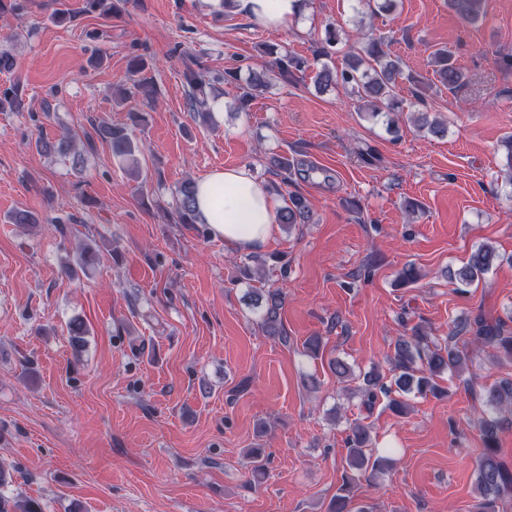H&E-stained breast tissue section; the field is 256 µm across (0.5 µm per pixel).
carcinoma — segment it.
Here are the masks:
<instances>
[{
	"label": "carcinoma",
	"mask_w": 512,
	"mask_h": 512,
	"mask_svg": "<svg viewBox=\"0 0 512 512\" xmlns=\"http://www.w3.org/2000/svg\"><path fill=\"white\" fill-rule=\"evenodd\" d=\"M125 0H86L85 9L96 13L110 21L121 13L120 4ZM485 0H448V6L465 22L476 24L483 18ZM343 28L329 24L324 31L323 47L317 56L328 55V49L335 47L342 40ZM435 74L441 85L453 92L465 84V74L453 62L451 53L439 49L434 53ZM148 62L142 55H135L129 61L128 78L133 80L132 88H123L122 96L130 98L133 90L144 86L143 80L135 76L145 71ZM308 68V62L302 57L285 54L269 64L268 71H254L250 74L238 98V107L246 109L253 99L259 96L272 79H282L293 71L302 72ZM402 74L401 59L385 49L382 38L365 36V42L357 52L345 56L340 68L332 69L323 66L315 76L318 89L326 90L332 86L342 87L351 91L359 101L360 111L371 118L381 114L382 105L391 109L398 107L394 97L397 78ZM183 77L188 86L190 108L207 122L211 119L208 105L209 97L215 85L222 82L238 80L235 71L227 70L205 80L192 67H186ZM16 86L0 91V111H17L21 107ZM144 113L130 111L127 121L123 123H103L94 127V134L77 133L66 129L55 141L44 138L36 140V147L46 154L70 157L74 166L82 163L81 150H90L95 141L107 143L113 156L132 161L136 177L141 171L135 160L139 145L134 130L143 125ZM176 224H198L196 212V181L187 179L178 189V202L175 209ZM309 218V207L306 199L299 194H290L284 206L277 211L278 223L290 229L297 224H304ZM9 223L23 228L32 227L41 222L38 215L30 210L16 208L8 215ZM79 260L82 265H94L102 259L101 246L92 240L79 246ZM500 256L489 244L478 246L469 256L466 263L455 273V280L462 286H469L488 273L499 261ZM252 304L261 309V325L264 332L288 343L281 324V310L284 296L278 289H267L251 296ZM492 347L508 359H512V329L506 322L498 319H487L478 313L473 318L455 321L448 328V336L444 342H436L427 336L422 325L411 329V335L398 341L394 348V356L390 358L394 371V386L390 387L382 381V374L370 370L362 376L360 393L364 404L372 407L381 396L388 400V406L399 414L408 409L406 397L412 393L431 394L438 397L443 390L435 382V378L445 372L457 374L465 392L484 406V409L472 420V424L481 434L483 452L476 461L477 490L481 501L478 512H504L512 501V468L507 467L498 457L499 431L503 420L498 418L502 413H512V380H502L489 387L476 386L475 376L470 372L473 364L472 348ZM372 437L369 426L353 423L345 438L347 449V465L360 475L378 470L385 456L372 453ZM355 478L347 476L343 479L336 497L330 503L328 512H351Z\"/></svg>",
	"instance_id": "obj_1"
}]
</instances>
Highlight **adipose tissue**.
I'll use <instances>...</instances> for the list:
<instances>
[{
	"instance_id": "adipose-tissue-1",
	"label": "adipose tissue",
	"mask_w": 512,
	"mask_h": 512,
	"mask_svg": "<svg viewBox=\"0 0 512 512\" xmlns=\"http://www.w3.org/2000/svg\"><path fill=\"white\" fill-rule=\"evenodd\" d=\"M239 8L269 30L282 29L305 10L302 0H239ZM196 186L197 213L225 248L250 251L274 236L278 201L247 167L212 171Z\"/></svg>"
}]
</instances>
